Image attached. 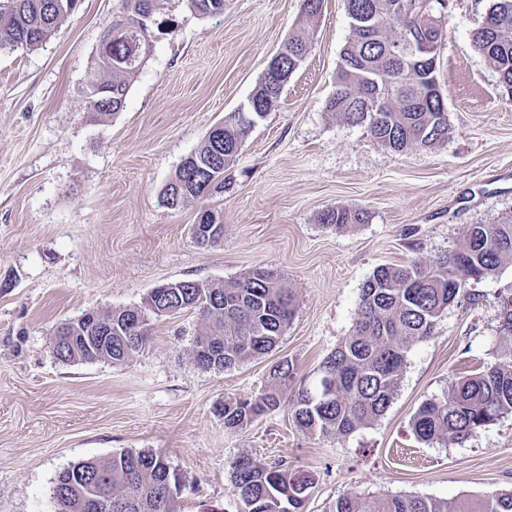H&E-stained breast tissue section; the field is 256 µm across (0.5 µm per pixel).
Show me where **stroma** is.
I'll use <instances>...</instances> for the list:
<instances>
[{"label":"stroma","mask_w":512,"mask_h":512,"mask_svg":"<svg viewBox=\"0 0 512 512\" xmlns=\"http://www.w3.org/2000/svg\"><path fill=\"white\" fill-rule=\"evenodd\" d=\"M302 2L225 0L222 15L202 17L188 0H160L126 104L101 120L82 91L117 0H81L38 48L0 53V512H57L50 490L61 472L128 449L166 460L179 512H244L232 473L242 457L309 472L303 512H328L343 495L477 501L512 490V414L462 442L424 444L411 429L422 402L499 359L498 294L512 286V263L468 281L476 303L448 308L433 336L413 343L373 425L336 440L301 431L284 405L243 430L214 412L224 397L264 389L284 357L295 365L289 392L313 386L377 267L434 260L459 247L466 225L512 216V98L471 40L491 0H449L441 18L443 144L398 153L327 111L350 20L346 0H323L305 60L249 132L222 191L167 205L164 186L247 104ZM204 207L224 226L213 246L192 235ZM331 207L364 220L335 231L320 222ZM258 267L295 297L267 355L200 369L192 312L151 320L145 346L122 365L52 354L56 328L86 313Z\"/></svg>","instance_id":"stroma-1"}]
</instances>
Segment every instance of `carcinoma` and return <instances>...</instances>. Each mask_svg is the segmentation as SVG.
<instances>
[{
    "label": "carcinoma",
    "mask_w": 512,
    "mask_h": 512,
    "mask_svg": "<svg viewBox=\"0 0 512 512\" xmlns=\"http://www.w3.org/2000/svg\"><path fill=\"white\" fill-rule=\"evenodd\" d=\"M119 10L106 26V53L97 58L84 90L86 110L103 118L124 108L130 79L150 47L157 0H118ZM200 16L224 13V0H189ZM78 0H0V51L33 49L46 41L76 10ZM321 9V0H303L302 19L280 49L279 68L264 75L244 111L254 115L245 123L240 113L224 118L201 146L186 157L165 189L167 204L177 208L205 201L224 187V169L238 155L255 126L278 103L288 80L308 53L312 31L308 19ZM418 0H347L351 34L340 54L336 91L327 110L353 125L367 126L381 145L396 152L433 148L448 134V112L426 90L438 86L436 73L419 67L417 56L392 51L387 26L397 25L415 44L437 47L441 30L418 15ZM475 48L493 65L503 89L512 90V0H494L481 25L473 30ZM209 209L201 211L197 242L213 225ZM363 221V213L329 208L321 223L340 232ZM512 261V220L469 224L461 246L451 254L424 263L379 266L361 288L358 318L349 336L328 355L312 387L297 391L290 401L294 422L323 438L344 439L371 425L389 407L411 345L431 337L437 319L465 298L466 282L479 281ZM501 358L484 370L463 376L441 398L423 402L411 422L422 442L462 441L512 413V287L499 293ZM187 311L201 318L197 343L220 347L216 370L272 352L294 315V297L274 272L257 268L224 283L182 280L163 298L149 292L142 306L112 309L100 318L112 325V343L86 341L83 321L65 323L54 334V355L64 362L106 360L124 364L146 343L147 334L131 341L129 321L140 314L161 317ZM294 363L284 357L271 368L270 383L248 397L226 396L218 415L227 429H245L281 405L283 387L293 378ZM235 486L247 512H302L312 477L283 464L240 458L233 463ZM176 483L165 459L151 451L124 450L103 459L80 461L62 472L51 488L59 512H85L89 497L112 496V507L100 512H176L168 503L167 483ZM329 512H512V491L494 493L477 504L427 497L393 496L370 499L345 495Z\"/></svg>",
    "instance_id": "1"
}]
</instances>
